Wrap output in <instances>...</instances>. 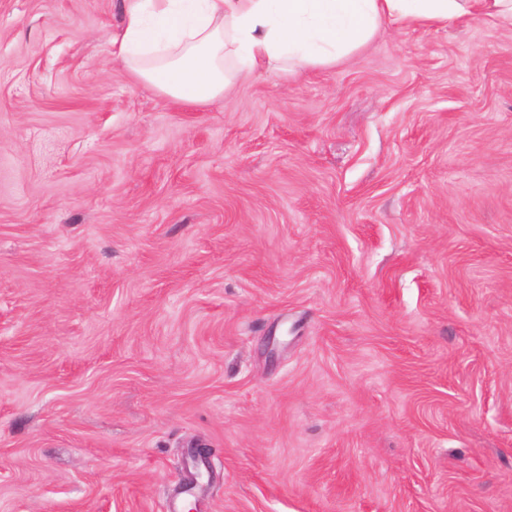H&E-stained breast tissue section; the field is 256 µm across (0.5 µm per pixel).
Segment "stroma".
I'll list each match as a JSON object with an SVG mask.
<instances>
[{"mask_svg": "<svg viewBox=\"0 0 512 512\" xmlns=\"http://www.w3.org/2000/svg\"><path fill=\"white\" fill-rule=\"evenodd\" d=\"M123 0H0V512H512V27L384 22L179 103ZM189 454L195 464V471L188 473L186 481L191 479L190 482H193V485H196L199 480L204 477V474H207L208 476L212 475L210 462L212 453L210 448H206L201 444H196L191 446Z\"/></svg>", "mask_w": 512, "mask_h": 512, "instance_id": "stroma-1", "label": "stroma"}]
</instances>
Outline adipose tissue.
Wrapping results in <instances>:
<instances>
[{
	"label": "adipose tissue",
	"mask_w": 512,
	"mask_h": 512,
	"mask_svg": "<svg viewBox=\"0 0 512 512\" xmlns=\"http://www.w3.org/2000/svg\"><path fill=\"white\" fill-rule=\"evenodd\" d=\"M469 8L512 27V0H128L113 44L138 80L204 105L280 65L336 64L384 20L444 26Z\"/></svg>",
	"instance_id": "adipose-tissue-1"
}]
</instances>
